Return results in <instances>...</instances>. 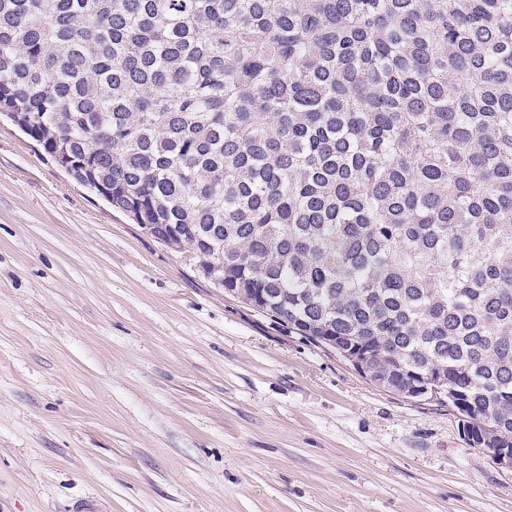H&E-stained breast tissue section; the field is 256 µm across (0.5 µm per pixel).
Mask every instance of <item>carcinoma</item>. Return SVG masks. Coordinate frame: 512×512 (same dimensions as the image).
Returning a JSON list of instances; mask_svg holds the SVG:
<instances>
[{
  "label": "carcinoma",
  "instance_id": "cac0c4a2",
  "mask_svg": "<svg viewBox=\"0 0 512 512\" xmlns=\"http://www.w3.org/2000/svg\"><path fill=\"white\" fill-rule=\"evenodd\" d=\"M0 115L225 294L512 448V0H0Z\"/></svg>",
  "mask_w": 512,
  "mask_h": 512
}]
</instances>
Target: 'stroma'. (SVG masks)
Segmentation results:
<instances>
[{"mask_svg":"<svg viewBox=\"0 0 512 512\" xmlns=\"http://www.w3.org/2000/svg\"><path fill=\"white\" fill-rule=\"evenodd\" d=\"M512 512L456 415L225 296L0 120V512Z\"/></svg>","mask_w":512,"mask_h":512,"instance_id":"stroma-1","label":"stroma"}]
</instances>
